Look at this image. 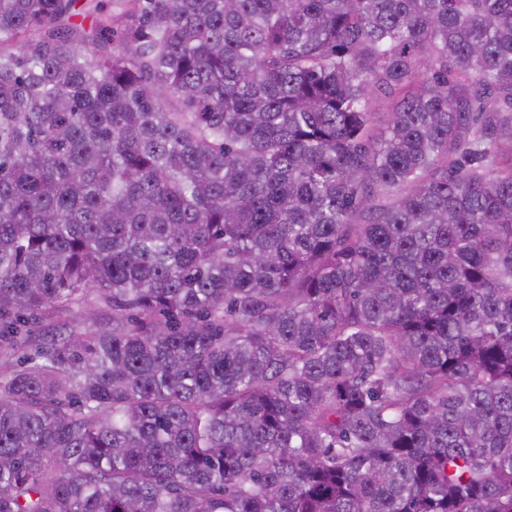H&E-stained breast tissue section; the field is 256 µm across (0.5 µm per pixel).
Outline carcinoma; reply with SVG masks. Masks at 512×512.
<instances>
[{
	"instance_id": "carcinoma-1",
	"label": "carcinoma",
	"mask_w": 512,
	"mask_h": 512,
	"mask_svg": "<svg viewBox=\"0 0 512 512\" xmlns=\"http://www.w3.org/2000/svg\"><path fill=\"white\" fill-rule=\"evenodd\" d=\"M76 4L0 0V512H512V0ZM105 309L104 304L98 300L97 293L94 290H88L84 293V303L76 306L72 314L80 326L87 327L92 317L101 314Z\"/></svg>"
}]
</instances>
